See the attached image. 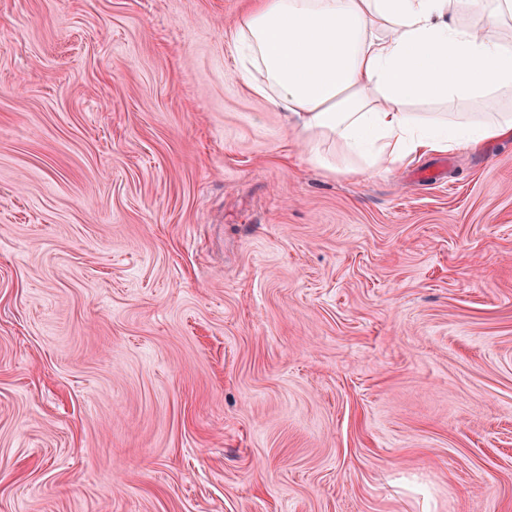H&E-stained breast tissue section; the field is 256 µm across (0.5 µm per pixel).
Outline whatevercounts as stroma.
Masks as SVG:
<instances>
[{"label": "stroma", "mask_w": 512, "mask_h": 512, "mask_svg": "<svg viewBox=\"0 0 512 512\" xmlns=\"http://www.w3.org/2000/svg\"><path fill=\"white\" fill-rule=\"evenodd\" d=\"M250 0H0V512H512V141L327 171Z\"/></svg>", "instance_id": "stroma-1"}]
</instances>
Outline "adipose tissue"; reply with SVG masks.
<instances>
[{
    "label": "adipose tissue",
    "mask_w": 512,
    "mask_h": 512,
    "mask_svg": "<svg viewBox=\"0 0 512 512\" xmlns=\"http://www.w3.org/2000/svg\"><path fill=\"white\" fill-rule=\"evenodd\" d=\"M234 44L247 90L328 171L512 140V0H255Z\"/></svg>",
    "instance_id": "adipose-tissue-1"
}]
</instances>
